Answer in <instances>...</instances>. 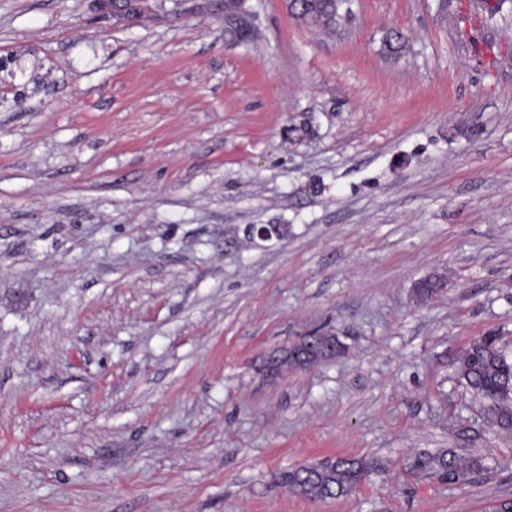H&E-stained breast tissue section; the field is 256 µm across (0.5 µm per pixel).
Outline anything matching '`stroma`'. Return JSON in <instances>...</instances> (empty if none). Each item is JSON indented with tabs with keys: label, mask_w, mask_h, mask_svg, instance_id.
I'll use <instances>...</instances> for the list:
<instances>
[{
	"label": "stroma",
	"mask_w": 512,
	"mask_h": 512,
	"mask_svg": "<svg viewBox=\"0 0 512 512\" xmlns=\"http://www.w3.org/2000/svg\"><path fill=\"white\" fill-rule=\"evenodd\" d=\"M153 4L0 0V59L45 77L0 72V512H496L512 433L458 366L489 331L512 356V16L350 0L326 35L246 0V40ZM315 330L336 359L265 375ZM446 450L484 471H409ZM338 457L383 470L279 480ZM96 7L105 17L118 18L124 23L137 22L149 11L150 0H95ZM378 470L375 462L339 457L288 470L281 479L297 495L311 500H326L348 496L362 479Z\"/></svg>",
	"instance_id": "35a3bbf8"
}]
</instances>
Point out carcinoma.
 Returning a JSON list of instances; mask_svg holds the SVG:
<instances>
[{"instance_id": "1", "label": "carcinoma", "mask_w": 512, "mask_h": 512, "mask_svg": "<svg viewBox=\"0 0 512 512\" xmlns=\"http://www.w3.org/2000/svg\"><path fill=\"white\" fill-rule=\"evenodd\" d=\"M345 0H290L294 15L306 23L333 30L341 17L340 9ZM385 51L399 55L405 48V39L397 31L389 32L383 42ZM322 354L320 337L308 336L305 346L309 366ZM459 374L466 386L485 400L490 401L491 420L499 429L512 431V361L498 349L496 337L488 334L470 344L459 360ZM409 468L431 474L448 483H463L471 475L485 469L478 458L461 461L446 453H421L409 462ZM379 470L377 463L360 458L339 457L317 464L288 470L281 476L288 489L311 500L335 499L351 494L357 484L369 473Z\"/></svg>"}]
</instances>
